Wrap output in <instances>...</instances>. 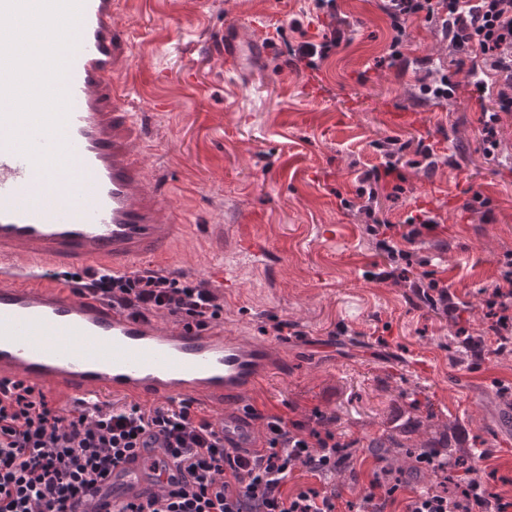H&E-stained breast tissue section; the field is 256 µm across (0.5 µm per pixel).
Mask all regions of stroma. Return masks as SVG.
<instances>
[{
	"label": "stroma",
	"instance_id": "1",
	"mask_svg": "<svg viewBox=\"0 0 512 512\" xmlns=\"http://www.w3.org/2000/svg\"><path fill=\"white\" fill-rule=\"evenodd\" d=\"M337 4L351 43L313 71L290 63L291 48L329 33L313 0H119L131 42L121 79L140 117L148 176L190 226L151 263L223 292L225 330L284 348L286 376L248 401L296 420L337 414V433L355 448L354 472L336 476L345 499L368 487L371 442L394 431L398 409L454 422L464 448L484 453L493 490L512 496V354L497 352L483 305L512 250V112L500 115V161L488 162L468 70L451 72L448 100L415 106L416 73L380 62L392 31L379 0ZM259 14L276 31L273 52L226 69L212 41L223 30L252 40L248 22ZM408 32L409 57L449 60L429 23L410 20ZM391 107L410 122L392 125ZM385 137L426 138L442 160L431 172L405 168L402 191L381 188L379 202L395 224L419 209L437 217L415 248L448 282L461 316L433 310L410 280L370 276L384 258L364 215L344 203L378 162L373 141ZM476 192L487 207L466 209ZM242 232L262 256L239 249ZM460 330L478 338L477 350L449 351Z\"/></svg>",
	"mask_w": 512,
	"mask_h": 512
}]
</instances>
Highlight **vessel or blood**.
Here are the masks:
<instances>
[{
  "instance_id": "b4317fda",
  "label": "vessel or blood",
  "mask_w": 512,
  "mask_h": 512,
  "mask_svg": "<svg viewBox=\"0 0 512 512\" xmlns=\"http://www.w3.org/2000/svg\"><path fill=\"white\" fill-rule=\"evenodd\" d=\"M128 49L117 0H83L63 82L67 169L40 171L0 140V380L25 381L84 412L109 395L193 400L216 412L225 447L255 448V425L239 404L282 373L279 348L228 335L220 322L190 331L139 318L50 274H124L185 233L146 175L138 115L117 87ZM163 455L157 440L114 468L95 512L177 489L181 473Z\"/></svg>"
}]
</instances>
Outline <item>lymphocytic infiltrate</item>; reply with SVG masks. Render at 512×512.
<instances>
[{"label":"lymphocytic infiltrate","instance_id":"1","mask_svg":"<svg viewBox=\"0 0 512 512\" xmlns=\"http://www.w3.org/2000/svg\"><path fill=\"white\" fill-rule=\"evenodd\" d=\"M379 8L393 31L389 66L408 68L402 51L406 24L421 18L439 29L456 66H469L476 75L480 98L496 104L483 112L481 132L485 158L498 162L499 115L512 112V0H380ZM374 147L382 162L364 175L359 211L391 263L376 275L386 281L395 278L397 265H412V245L438 221L421 210L390 223L376 210L377 189L403 181L404 167L430 169L436 161L432 145L421 139L389 137ZM500 265L499 281L486 292L484 305L490 328L503 343L512 335V252ZM79 283L134 315L168 314L190 329L205 328L224 314V296L216 289L149 265L117 278L88 270ZM243 412L261 421L263 447L244 452L225 447L212 417L190 400L150 407L105 402L92 413H76L32 385L0 382V512H76L149 434L163 436L167 457L187 479L169 496L118 512H512V499L494 492L478 473L460 476L461 461L443 448L419 455L415 466L416 472L435 476L436 485L413 488L398 499L403 481L389 480L379 464L359 502L344 501L330 479L350 466L353 450L336 433L335 415L317 409L307 420H292L249 404ZM300 468L311 483L293 484Z\"/></svg>","mask_w":512,"mask_h":512}]
</instances>
